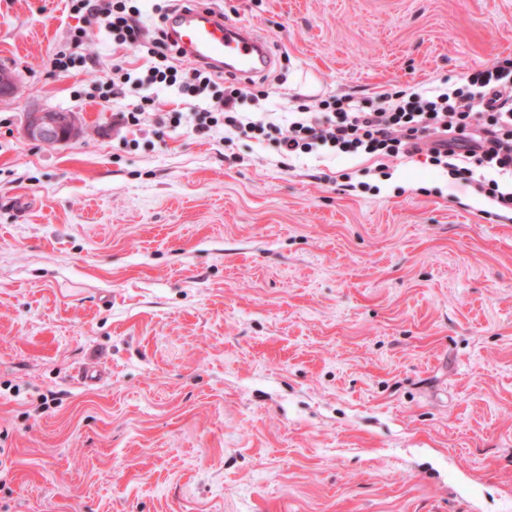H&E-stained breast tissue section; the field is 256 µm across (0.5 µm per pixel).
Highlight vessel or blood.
<instances>
[{"mask_svg": "<svg viewBox=\"0 0 512 512\" xmlns=\"http://www.w3.org/2000/svg\"><path fill=\"white\" fill-rule=\"evenodd\" d=\"M167 25L187 60L241 83H249L275 64L264 39L253 29L225 19L215 7L174 9Z\"/></svg>", "mask_w": 512, "mask_h": 512, "instance_id": "1", "label": "vessel or blood"}]
</instances>
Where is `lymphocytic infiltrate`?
<instances>
[{
    "label": "lymphocytic infiltrate",
    "instance_id": "lymphocytic-infiltrate-1",
    "mask_svg": "<svg viewBox=\"0 0 512 512\" xmlns=\"http://www.w3.org/2000/svg\"><path fill=\"white\" fill-rule=\"evenodd\" d=\"M69 9L79 23L69 28L65 47L54 54L53 71L64 75L78 63L99 68V61L87 55L93 27L104 40L136 48L146 59L149 92L124 113L127 124L148 121L159 106L158 90L176 87L210 98L209 108L193 115L198 129L220 128L248 138L271 135L289 159L325 147L339 155L381 160L421 155L463 190L512 211L511 57L463 75L452 88L393 89L368 106L336 96L319 101L314 111L302 106L281 121L271 112L251 116L240 111L242 89L222 86L220 74L181 66L182 53L163 26L145 29L137 0H70Z\"/></svg>",
    "mask_w": 512,
    "mask_h": 512
}]
</instances>
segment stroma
I'll use <instances>...</instances> for the list:
<instances>
[{"mask_svg":"<svg viewBox=\"0 0 512 512\" xmlns=\"http://www.w3.org/2000/svg\"><path fill=\"white\" fill-rule=\"evenodd\" d=\"M213 4L276 58L244 112L512 58V0ZM75 23L0 0V512H512V221L418 157L125 124L52 72ZM84 130L83 117L79 112L34 108L26 113L23 136L41 145H64L77 139Z\"/></svg>","mask_w":512,"mask_h":512,"instance_id":"35a3bbf8","label":"stroma"}]
</instances>
